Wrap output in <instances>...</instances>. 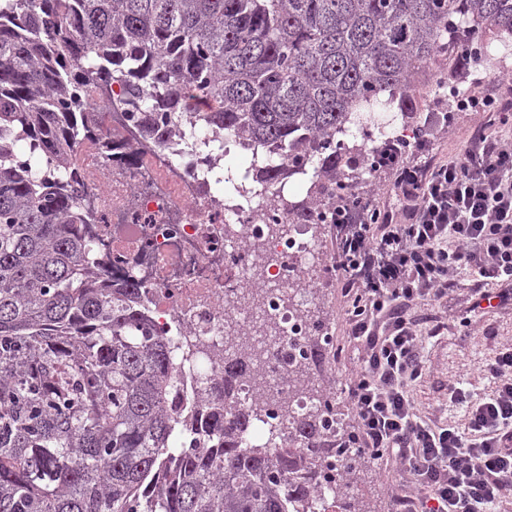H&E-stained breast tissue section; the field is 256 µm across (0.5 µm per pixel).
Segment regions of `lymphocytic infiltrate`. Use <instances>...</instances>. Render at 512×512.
Instances as JSON below:
<instances>
[{
	"label": "lymphocytic infiltrate",
	"instance_id": "1",
	"mask_svg": "<svg viewBox=\"0 0 512 512\" xmlns=\"http://www.w3.org/2000/svg\"><path fill=\"white\" fill-rule=\"evenodd\" d=\"M424 141L390 143L378 166L394 177L402 206L342 190L329 215L331 270L358 367L348 395L353 448L398 464L418 488V512H493L512 483V349L486 363L499 377L488 397L466 403L465 426L417 421L407 387L422 376L416 324L405 310L439 299L467 270L498 283L484 301H512V142L486 135L440 161H420Z\"/></svg>",
	"mask_w": 512,
	"mask_h": 512
}]
</instances>
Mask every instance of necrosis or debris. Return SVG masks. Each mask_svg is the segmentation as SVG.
Here are the masks:
<instances>
[{
	"label": "necrosis or debris",
	"instance_id": "1",
	"mask_svg": "<svg viewBox=\"0 0 512 512\" xmlns=\"http://www.w3.org/2000/svg\"><path fill=\"white\" fill-rule=\"evenodd\" d=\"M118 86L95 83L84 92L94 133L80 145L75 166L84 187L85 230L113 287L135 286L136 305L155 333L172 337L194 356L178 373L194 405L214 399L228 334H253L256 317L276 335L306 342L324 336L319 296L300 285L303 268L320 263L309 225L288 212V182L257 183L240 167V189L224 187V146L185 126L166 144L144 136ZM116 146L106 157L105 145ZM268 384L243 381L235 404L262 405L249 444L269 428L288 433L294 420L315 412L309 392L288 382L282 347H266Z\"/></svg>",
	"mask_w": 512,
	"mask_h": 512
}]
</instances>
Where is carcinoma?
I'll return each instance as SVG.
<instances>
[{
    "instance_id": "obj_1",
    "label": "carcinoma",
    "mask_w": 512,
    "mask_h": 512,
    "mask_svg": "<svg viewBox=\"0 0 512 512\" xmlns=\"http://www.w3.org/2000/svg\"><path fill=\"white\" fill-rule=\"evenodd\" d=\"M494 41L512 50V0H0V512H316L332 478L334 512H363L347 484L359 458L321 418L298 421L286 448L275 431L245 446L259 413L230 400L260 375L254 344L224 357V400L178 415L172 340L135 289L101 284L79 228L80 96L116 82L160 142L189 116L258 158H310L313 188L289 207L306 223L372 172L360 146L334 148L351 125L413 117L420 85L461 79ZM26 140L68 190L15 163ZM289 347L297 377L322 349Z\"/></svg>"
}]
</instances>
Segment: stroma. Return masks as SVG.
Returning <instances> with one entry per match:
<instances>
[{
  "label": "stroma",
  "mask_w": 512,
  "mask_h": 512,
  "mask_svg": "<svg viewBox=\"0 0 512 512\" xmlns=\"http://www.w3.org/2000/svg\"><path fill=\"white\" fill-rule=\"evenodd\" d=\"M419 95L421 111L430 116L427 157L438 159L458 153L479 131L512 140V127L500 126L485 112L455 111L451 96L432 83L422 84ZM448 112L453 119L446 124L442 118ZM308 280L318 290L321 312L333 337L332 346L317 361L312 377L323 388L335 392L339 406L347 414L351 411L347 389L353 366L340 352L347 341L348 326L339 294L331 277L315 271ZM479 292L475 276L465 271L447 296L419 303L410 310L419 324L424 375L408 391L417 415L428 424L449 422L464 426L465 408L449 395L456 382H463L475 400L488 396L499 384L482 367L502 349L512 346V304L474 309ZM352 485L370 512H403L400 497L414 491L399 468L383 466L366 456L352 475Z\"/></svg>",
  "instance_id": "obj_1"
}]
</instances>
